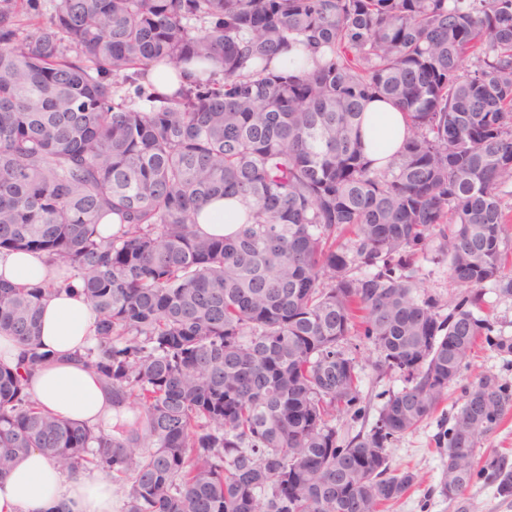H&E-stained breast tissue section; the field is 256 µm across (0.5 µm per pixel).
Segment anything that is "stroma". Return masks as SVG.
<instances>
[{
  "mask_svg": "<svg viewBox=\"0 0 512 512\" xmlns=\"http://www.w3.org/2000/svg\"><path fill=\"white\" fill-rule=\"evenodd\" d=\"M413 275L418 297L432 299L439 313L447 314L458 294L450 279L447 261L437 259L434 252H427L419 257ZM354 356L361 368L360 390L367 408L361 419L347 413L337 414L336 430L344 440L354 437L364 423L374 422L388 394L405 385L403 376L398 373L382 378L375 376L368 365L375 353L368 343H360ZM483 376H494L512 383V354L505 355L487 344H478L458 385L449 389L447 400L430 418L390 444L388 457L392 469L399 472L412 471L417 474L418 482L400 500L384 506L381 512H457L462 504L466 505L467 512H512V499H503L494 487L480 482L469 487L460 504L445 500L438 492L441 456L435 436L441 428L450 425L456 411L455 401L462 387Z\"/></svg>",
  "mask_w": 512,
  "mask_h": 512,
  "instance_id": "35a3bbf8",
  "label": "stroma"
}]
</instances>
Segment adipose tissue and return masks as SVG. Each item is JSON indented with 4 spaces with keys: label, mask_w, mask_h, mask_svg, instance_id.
Here are the masks:
<instances>
[{
    "label": "adipose tissue",
    "mask_w": 512,
    "mask_h": 512,
    "mask_svg": "<svg viewBox=\"0 0 512 512\" xmlns=\"http://www.w3.org/2000/svg\"><path fill=\"white\" fill-rule=\"evenodd\" d=\"M404 117L391 103L371 100L365 108L361 135L372 165L385 167L403 144ZM56 267L28 252L0 254V278L16 287H30L56 279ZM95 315L79 293L49 294L42 301L39 341L52 351V363L28 379L38 403L62 421H77L111 431L116 421L112 395L88 367L71 361L76 350L94 342ZM118 512L111 476L93 471L75 479L38 450L21 458L0 477V512Z\"/></svg>",
    "instance_id": "obj_1"
}]
</instances>
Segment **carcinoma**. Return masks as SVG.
<instances>
[{
  "label": "carcinoma",
  "instance_id": "1",
  "mask_svg": "<svg viewBox=\"0 0 512 512\" xmlns=\"http://www.w3.org/2000/svg\"><path fill=\"white\" fill-rule=\"evenodd\" d=\"M0 0V252L62 263L96 314L75 355L127 414L108 434L28 393L50 289L0 281V477L39 449L70 478L128 480L124 512H380L416 476L387 448L437 409L512 297V0ZM218 64L170 95L150 69ZM407 133L384 168L365 154L366 104ZM239 197L238 231L194 215ZM118 225L102 233L104 218ZM351 233L354 239L345 243ZM439 236L460 300L415 297ZM406 384L361 417L353 339ZM512 387L465 388L439 436L440 494L476 481L512 498V467L481 445ZM364 467L354 475L353 464ZM199 228L209 234L224 235L238 228L237 224L224 226V198L216 199L207 204L196 218ZM482 292L480 315H488L502 335L512 336V298L499 295L491 283L486 284Z\"/></svg>",
  "mask_w": 512,
  "mask_h": 512
}]
</instances>
